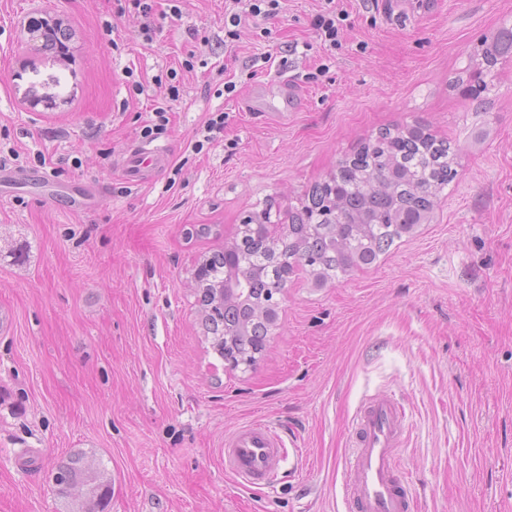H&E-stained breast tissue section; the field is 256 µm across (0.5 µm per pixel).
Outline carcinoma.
Segmentation results:
<instances>
[{
	"label": "carcinoma",
	"instance_id": "carcinoma-1",
	"mask_svg": "<svg viewBox=\"0 0 512 512\" xmlns=\"http://www.w3.org/2000/svg\"><path fill=\"white\" fill-rule=\"evenodd\" d=\"M512 59V28L500 29L460 69L455 87L483 78L481 91L494 87L498 67ZM457 150L427 127L379 129L336 172L313 186L288 209V235L270 240L251 221L240 225L230 252L216 253L201 265L195 296L205 337L219 356L253 366L275 328V296L297 270L316 283L346 276L377 262L395 241L426 223L436 201L457 175ZM238 296L224 301V279ZM68 512H107L112 476L100 463L77 452L53 473Z\"/></svg>",
	"mask_w": 512,
	"mask_h": 512
}]
</instances>
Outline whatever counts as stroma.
I'll return each instance as SVG.
<instances>
[{
    "instance_id": "1",
    "label": "stroma",
    "mask_w": 512,
    "mask_h": 512,
    "mask_svg": "<svg viewBox=\"0 0 512 512\" xmlns=\"http://www.w3.org/2000/svg\"><path fill=\"white\" fill-rule=\"evenodd\" d=\"M224 2L175 15L157 0L147 44L116 0H0V151L20 154L0 181V512H67L51 473L81 451L112 476L108 512H341L349 422L378 390L405 406L421 512H512V61L486 111L449 86L480 38L512 27V0L393 19L337 0L331 48L312 26L321 0H286L230 50ZM44 16L69 30L71 62L35 49L25 24ZM174 78L165 131L144 137ZM217 110L224 132L200 145ZM417 121L458 148L431 222L349 276L297 271L256 365L227 369L204 338L198 265L266 203L297 205L379 129ZM147 141L171 162L134 186L121 160ZM257 417L302 449L263 491L224 467L225 435Z\"/></svg>"
}]
</instances>
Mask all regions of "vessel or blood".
<instances>
[{"instance_id": "vessel-or-blood-1", "label": "vessel or blood", "mask_w": 512, "mask_h": 512, "mask_svg": "<svg viewBox=\"0 0 512 512\" xmlns=\"http://www.w3.org/2000/svg\"><path fill=\"white\" fill-rule=\"evenodd\" d=\"M169 151L143 144L122 162L129 183H150L167 166ZM406 412L394 396H368L349 424V452L341 475L343 512H412L414 495L399 473L398 451L405 445ZM285 449L277 427L265 421L245 425L224 440L225 464L243 487L268 486Z\"/></svg>"}]
</instances>
